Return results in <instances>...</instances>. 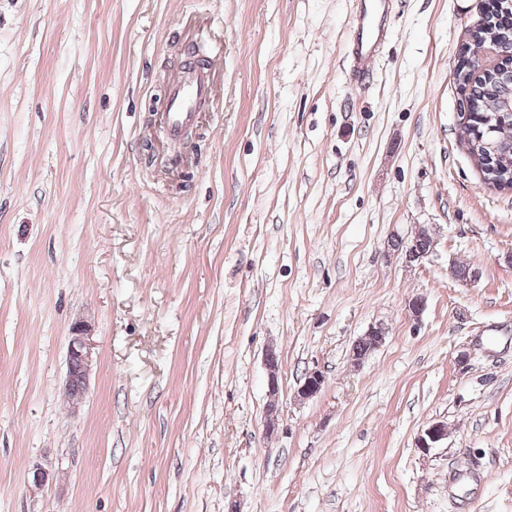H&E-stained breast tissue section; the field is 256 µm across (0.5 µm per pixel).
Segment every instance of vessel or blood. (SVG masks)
<instances>
[{
  "mask_svg": "<svg viewBox=\"0 0 512 512\" xmlns=\"http://www.w3.org/2000/svg\"><path fill=\"white\" fill-rule=\"evenodd\" d=\"M397 0H355V8L346 31L349 50L348 70L358 81L370 80L382 42L387 36L386 20ZM211 63L183 65L180 78L169 91L162 119L171 139L196 119L210 90Z\"/></svg>",
  "mask_w": 512,
  "mask_h": 512,
  "instance_id": "obj_1",
  "label": "vessel or blood"
}]
</instances>
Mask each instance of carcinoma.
Instances as JSON below:
<instances>
[{
    "label": "carcinoma",
    "mask_w": 512,
    "mask_h": 512,
    "mask_svg": "<svg viewBox=\"0 0 512 512\" xmlns=\"http://www.w3.org/2000/svg\"><path fill=\"white\" fill-rule=\"evenodd\" d=\"M469 45L480 49L491 43L509 44L512 39V4L498 0L486 22L470 31ZM461 106L467 112L462 136L477 162L485 184L512 188V115L497 111L503 99L512 97V57L483 71L469 70L460 81Z\"/></svg>",
    "instance_id": "cac0c4a2"
}]
</instances>
